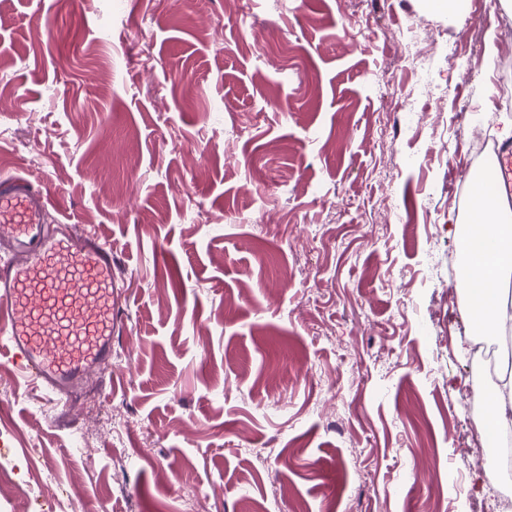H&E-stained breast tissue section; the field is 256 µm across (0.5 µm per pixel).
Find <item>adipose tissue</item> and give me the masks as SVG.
Returning <instances> with one entry per match:
<instances>
[{
	"label": "adipose tissue",
	"instance_id": "obj_1",
	"mask_svg": "<svg viewBox=\"0 0 512 512\" xmlns=\"http://www.w3.org/2000/svg\"><path fill=\"white\" fill-rule=\"evenodd\" d=\"M475 178L468 222L460 227L457 287L473 335L494 338L512 325V211L487 190V173L476 172ZM474 396L484 407L475 419L478 433L512 434V353H501L494 383L475 385Z\"/></svg>",
	"mask_w": 512,
	"mask_h": 512
}]
</instances>
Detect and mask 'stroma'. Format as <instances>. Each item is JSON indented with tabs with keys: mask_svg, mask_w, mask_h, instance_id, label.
I'll use <instances>...</instances> for the list:
<instances>
[{
	"mask_svg": "<svg viewBox=\"0 0 512 512\" xmlns=\"http://www.w3.org/2000/svg\"><path fill=\"white\" fill-rule=\"evenodd\" d=\"M510 25L500 0H0V173L109 240L117 284L68 427L0 358V512L492 505L457 226L474 132L512 119Z\"/></svg>",
	"mask_w": 512,
	"mask_h": 512,
	"instance_id": "obj_1",
	"label": "stroma"
}]
</instances>
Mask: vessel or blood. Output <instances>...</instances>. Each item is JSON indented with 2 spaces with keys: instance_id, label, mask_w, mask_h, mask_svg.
<instances>
[{
  "instance_id": "1",
  "label": "vessel or blood",
  "mask_w": 512,
  "mask_h": 512,
  "mask_svg": "<svg viewBox=\"0 0 512 512\" xmlns=\"http://www.w3.org/2000/svg\"><path fill=\"white\" fill-rule=\"evenodd\" d=\"M492 177L512 184V147L494 150ZM49 188L0 174V354L9 353L65 420L71 393L112 364V246L76 224L51 225Z\"/></svg>"
}]
</instances>
